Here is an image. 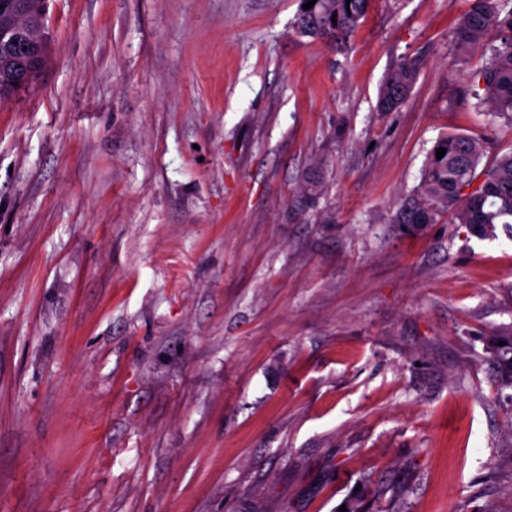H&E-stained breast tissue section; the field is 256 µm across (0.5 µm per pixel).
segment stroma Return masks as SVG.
Returning <instances> with one entry per match:
<instances>
[{"label": "stroma", "instance_id": "obj_1", "mask_svg": "<svg viewBox=\"0 0 512 512\" xmlns=\"http://www.w3.org/2000/svg\"><path fill=\"white\" fill-rule=\"evenodd\" d=\"M298 9L47 0L0 103V512H512V240L392 222L440 135L512 151L466 0L338 48ZM417 78V63L398 59L386 74L378 94L377 110L393 112L408 99ZM503 346H497L490 360L496 369V380L502 387H512V336H499Z\"/></svg>", "mask_w": 512, "mask_h": 512}]
</instances>
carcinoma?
<instances>
[{
	"label": "carcinoma",
	"mask_w": 512,
	"mask_h": 512,
	"mask_svg": "<svg viewBox=\"0 0 512 512\" xmlns=\"http://www.w3.org/2000/svg\"><path fill=\"white\" fill-rule=\"evenodd\" d=\"M468 9L454 30L459 49L481 48L489 53L477 74V99L512 124V0H466ZM371 0H317L309 9H299L296 33L328 42H342L365 18ZM337 22H332V19ZM18 61L0 44V102L28 83H19ZM417 78V63L401 58L386 74L378 94L377 110L393 112L408 99ZM446 149L436 158L437 149ZM484 141L466 134L440 136L426 157L418 186L400 204L393 222L412 231L433 224L448 213L452 223L469 227L484 238L489 228L502 225L512 237V151L497 157L483 170ZM502 345L490 360L496 380L512 387V336H501Z\"/></svg>",
	"instance_id": "obj_1"
}]
</instances>
